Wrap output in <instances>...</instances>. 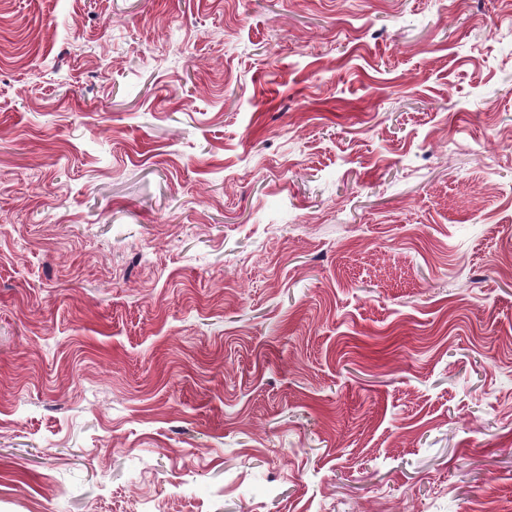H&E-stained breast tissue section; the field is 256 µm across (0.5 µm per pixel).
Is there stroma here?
I'll use <instances>...</instances> for the list:
<instances>
[{
    "mask_svg": "<svg viewBox=\"0 0 512 512\" xmlns=\"http://www.w3.org/2000/svg\"><path fill=\"white\" fill-rule=\"evenodd\" d=\"M512 0H0V512H512Z\"/></svg>",
    "mask_w": 512,
    "mask_h": 512,
    "instance_id": "35a3bbf8",
    "label": "stroma"
}]
</instances>
